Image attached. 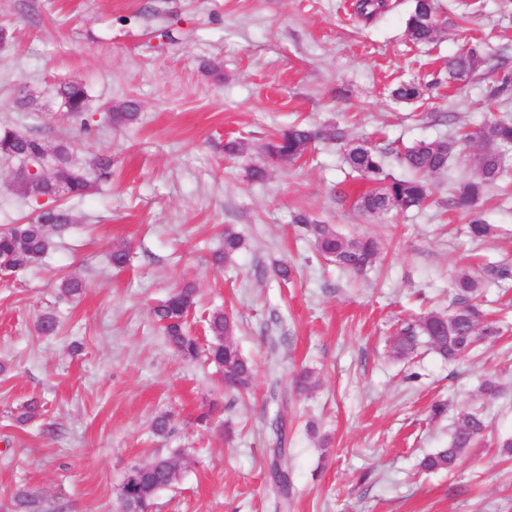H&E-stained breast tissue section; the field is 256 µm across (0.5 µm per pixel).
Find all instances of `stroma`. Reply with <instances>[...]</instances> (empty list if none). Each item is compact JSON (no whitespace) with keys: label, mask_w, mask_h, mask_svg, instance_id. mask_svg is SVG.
Masks as SVG:
<instances>
[{"label":"stroma","mask_w":512,"mask_h":512,"mask_svg":"<svg viewBox=\"0 0 512 512\" xmlns=\"http://www.w3.org/2000/svg\"><path fill=\"white\" fill-rule=\"evenodd\" d=\"M353 3L0 0V122L50 146L72 142L78 165L115 161L111 181L71 201L75 222L42 263L0 275V502L23 485L62 512H117L128 467L179 453V477L152 512H275V465L291 481L288 512H512V463L493 447L512 436V281L482 292L503 330L496 344L453 364L425 343L407 358L390 352L399 323L447 313L460 271L512 260V184L483 198L496 232L475 242L453 203L469 156L431 177L422 208L375 218L353 208L368 185L334 143L271 166L265 182L246 176L291 123L400 146L512 116V92L499 90L512 76V0H438L439 33L426 44L406 32L413 0H390L369 23ZM468 47L478 69L450 79L449 58ZM64 81L85 85L83 119L63 111ZM404 81L423 98L394 100ZM24 90L27 110L16 104ZM128 100L139 123L113 126L108 107ZM233 141L239 153L226 151ZM13 170L0 161V229L39 208L17 196ZM298 211L375 239V266L356 275L321 257L293 224ZM227 226L244 247L219 265ZM121 245L130 260L116 268ZM279 265L291 280L274 277ZM70 276L84 291L64 300L57 287ZM186 283L200 293L196 335L213 309L234 316L233 339L255 364L250 398L225 393L213 365L183 362L154 325L149 307ZM45 313L58 317L56 335L37 334ZM303 367L321 385L300 395L292 375ZM488 376L500 398L482 396ZM33 397L43 415L18 423ZM438 400L451 406L434 418ZM469 407L483 410L486 440L454 473L419 472ZM161 414L174 427L163 439L151 432Z\"/></svg>","instance_id":"stroma-1"}]
</instances>
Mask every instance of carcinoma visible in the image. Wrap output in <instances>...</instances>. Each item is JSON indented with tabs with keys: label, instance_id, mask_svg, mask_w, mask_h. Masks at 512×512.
<instances>
[{
	"label": "carcinoma",
	"instance_id": "carcinoma-1",
	"mask_svg": "<svg viewBox=\"0 0 512 512\" xmlns=\"http://www.w3.org/2000/svg\"><path fill=\"white\" fill-rule=\"evenodd\" d=\"M358 12L372 20L387 9L385 0H359ZM434 0H414V7L406 21V32L417 43L435 40L438 27ZM480 59L475 50H467L448 60V71L458 80L472 76ZM423 89L415 83H402L393 91L397 100L412 101L421 97ZM65 111L79 118L88 109V93L78 82H66L57 90ZM112 124L129 127L140 120L139 105L133 100L110 113ZM326 140L344 148L343 160L350 171L366 181L371 189L355 198L353 206L360 214L382 217L389 212H403L421 207L430 195L428 177L448 170L450 161L467 150H475L478 157L470 177L458 186L455 204L473 213L468 233L474 240L491 237L495 227L479 216L478 206L487 191L503 181L512 179V169L504 155L512 150V121L493 119L474 132L458 136L421 139L395 152L400 165L410 172L407 178H395L385 171L389 152L365 141L353 140L348 130L338 124L320 127L292 125L278 133L264 145V153L272 162H292L307 151L312 142ZM48 156L53 168L48 179L39 187L49 203L24 224H13L0 230V270L7 274L25 270L42 261L54 248L55 238L73 222L65 200L83 198L98 184L112 179V157L98 154L86 170L73 162L69 143L47 146L37 136L21 134L8 124L0 125V158L11 162L36 160ZM293 223L301 226L312 238L319 253L328 261L351 272H362L374 265L379 246L372 238H348L330 224H318L307 214L297 212ZM242 236L227 227L224 229V250L214 254L218 264H228L243 249ZM512 281V264L490 263L481 270L463 272L453 281L455 297L452 309L446 315L427 313L408 323L397 332L392 354L402 358L413 352L421 340L441 358L456 361L465 357L482 342H494L501 335L500 327L491 321L481 308L479 297L487 281ZM197 289L186 283L152 308L151 314L163 331L167 343L186 362L195 361L200 354L217 366L224 375V390L244 397L249 394L254 374L252 363L239 351L232 340L234 321L217 310L206 319L212 337L206 350H201L197 338L189 333V318L196 307ZM42 336H54L59 320L53 314H44L37 321ZM314 371L304 368L293 377L297 393H306L318 386ZM42 405L31 399L22 405L16 421L26 423L41 414ZM488 428L483 413L467 409L458 413L456 428L448 447L425 455L419 462L424 472L453 471L466 451L478 444ZM179 473L177 456H156L147 466L136 465L123 475L119 512H151L157 493L172 485ZM8 512H47L45 500L25 487L16 488L10 496Z\"/></svg>",
	"mask_w": 512,
	"mask_h": 512
}]
</instances>
